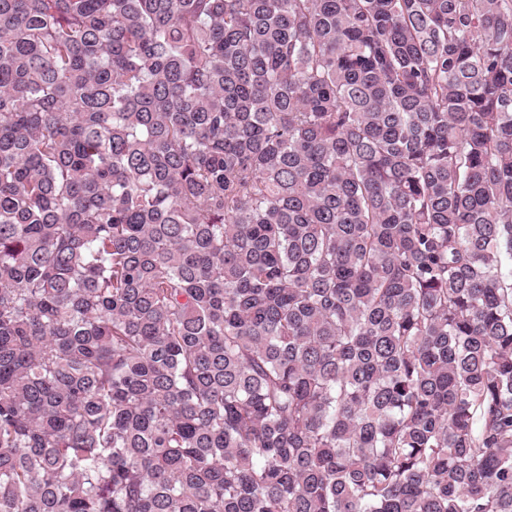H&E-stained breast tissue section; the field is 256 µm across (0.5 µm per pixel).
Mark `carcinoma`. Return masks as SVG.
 I'll return each instance as SVG.
<instances>
[{
  "instance_id": "carcinoma-1",
  "label": "carcinoma",
  "mask_w": 512,
  "mask_h": 512,
  "mask_svg": "<svg viewBox=\"0 0 512 512\" xmlns=\"http://www.w3.org/2000/svg\"><path fill=\"white\" fill-rule=\"evenodd\" d=\"M0 512H512V0H0Z\"/></svg>"
}]
</instances>
